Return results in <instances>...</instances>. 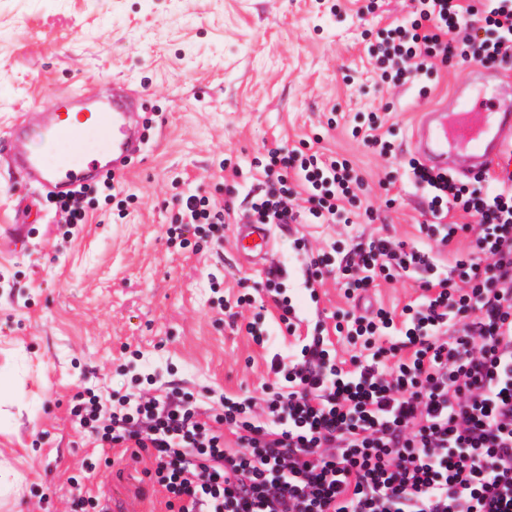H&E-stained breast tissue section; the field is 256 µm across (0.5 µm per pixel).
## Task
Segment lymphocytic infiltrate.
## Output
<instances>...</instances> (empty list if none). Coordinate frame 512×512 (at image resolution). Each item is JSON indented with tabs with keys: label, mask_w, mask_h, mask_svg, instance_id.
<instances>
[{
	"label": "lymphocytic infiltrate",
	"mask_w": 512,
	"mask_h": 512,
	"mask_svg": "<svg viewBox=\"0 0 512 512\" xmlns=\"http://www.w3.org/2000/svg\"><path fill=\"white\" fill-rule=\"evenodd\" d=\"M418 2L415 18L371 50L382 78L410 80L434 59L512 61V0ZM404 169L426 200L420 233L445 246L462 233L473 240L450 270L403 241L356 245V263L342 269L349 292L398 276L424 291L401 314L347 320L371 357L340 367L324 337L311 336L297 359L272 357L283 389L221 396L218 430L179 398H120L100 440L150 449L177 512H512V186L487 193L484 175L464 184L413 158ZM261 176L251 211L280 227L333 222L360 188L348 160L285 147L269 150ZM299 190L307 209L291 202ZM454 207L472 223L448 222ZM224 222L191 195L171 231Z\"/></svg>",
	"instance_id": "f902f5d3"
}]
</instances>
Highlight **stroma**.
Masks as SVG:
<instances>
[{
    "label": "stroma",
    "mask_w": 512,
    "mask_h": 512,
    "mask_svg": "<svg viewBox=\"0 0 512 512\" xmlns=\"http://www.w3.org/2000/svg\"><path fill=\"white\" fill-rule=\"evenodd\" d=\"M416 0H0V512H173L149 479V450L103 448L76 427L77 395L119 399L179 394L201 415L220 395L277 388L274 353L328 338L337 360L362 355L335 331L353 311L343 281L316 290L303 272L324 253L347 256L377 235L429 249L442 265L467 253L468 235L443 247L419 231L423 198L402 184L417 113L465 82L472 62L434 65L405 84L380 80L368 53L379 30L411 17ZM135 94L143 151L95 181L86 223L67 225L9 164L13 125L90 82ZM379 118L389 154L352 133ZM309 146L351 161L363 186L347 221L292 224L275 233L266 267L242 263L236 229L256 161L269 149ZM228 209L222 237L188 246L167 229L188 195ZM25 219L23 234L13 222ZM288 271L300 320L288 334L271 300L236 305L240 279ZM415 279L377 280L371 301L402 309ZM263 334L256 344L248 326Z\"/></svg>",
    "instance_id": "obj_1"
}]
</instances>
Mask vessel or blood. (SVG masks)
<instances>
[{
    "label": "vessel or blood",
    "instance_id": "vessel-or-blood-1",
    "mask_svg": "<svg viewBox=\"0 0 512 512\" xmlns=\"http://www.w3.org/2000/svg\"><path fill=\"white\" fill-rule=\"evenodd\" d=\"M500 82L498 73L473 67L449 103L419 113L411 146L424 168L459 177L494 164L512 167V96L501 92ZM134 103L122 87L101 85L40 108L37 130L17 124L10 132L17 167L32 184L58 195L94 182L105 168L121 170L140 150L132 137ZM36 133L52 144L68 142L55 165L31 149ZM272 248L269 225H238L237 251L244 262L260 265Z\"/></svg>",
    "mask_w": 512,
    "mask_h": 512
}]
</instances>
